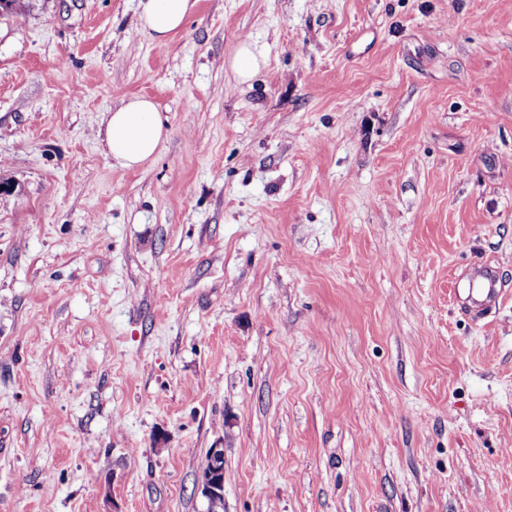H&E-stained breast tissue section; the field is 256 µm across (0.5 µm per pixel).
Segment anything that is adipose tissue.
I'll return each instance as SVG.
<instances>
[{"label":"adipose tissue","mask_w":512,"mask_h":512,"mask_svg":"<svg viewBox=\"0 0 512 512\" xmlns=\"http://www.w3.org/2000/svg\"><path fill=\"white\" fill-rule=\"evenodd\" d=\"M198 7V0H139L138 24L153 41L177 35ZM168 135L153 100L130 98L109 112L105 137L109 154L120 166L134 168L154 157Z\"/></svg>","instance_id":"obj_1"}]
</instances>
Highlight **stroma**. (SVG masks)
Wrapping results in <instances>:
<instances>
[{
    "mask_svg": "<svg viewBox=\"0 0 512 512\" xmlns=\"http://www.w3.org/2000/svg\"><path fill=\"white\" fill-rule=\"evenodd\" d=\"M212 448L224 512H512V0L0 18V512H206ZM198 0H139V28L153 41L165 43L177 35L198 7ZM265 62L252 49L251 44L244 40L238 45V48L230 60V66L237 77L242 82H248L258 72ZM167 135L156 104L148 97H132L108 113V152L124 168L138 167L154 157ZM466 301L470 305H486L495 302L501 288L493 272L489 269L476 270L469 279ZM200 492L206 499L207 512L224 511V451L209 449L200 474Z\"/></svg>",
    "mask_w": 512,
    "mask_h": 512,
    "instance_id": "obj_1",
    "label": "stroma"
}]
</instances>
